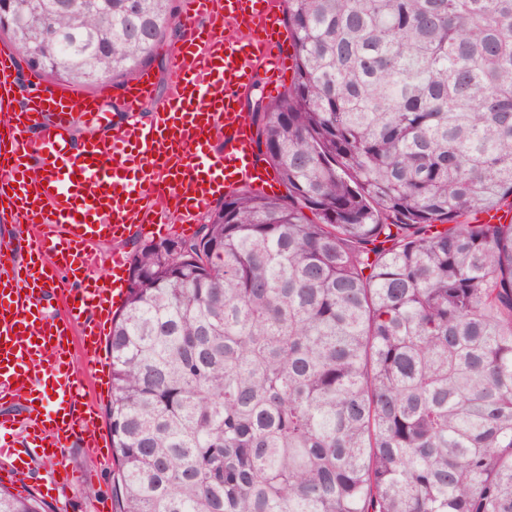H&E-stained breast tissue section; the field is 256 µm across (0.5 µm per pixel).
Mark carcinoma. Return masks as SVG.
<instances>
[{"label":"carcinoma","instance_id":"cac0c4a2","mask_svg":"<svg viewBox=\"0 0 512 512\" xmlns=\"http://www.w3.org/2000/svg\"><path fill=\"white\" fill-rule=\"evenodd\" d=\"M174 2L0 0V35L118 87ZM285 2L290 84L249 112L285 193L130 260L119 512H512V222H475L512 212V0Z\"/></svg>","mask_w":512,"mask_h":512}]
</instances>
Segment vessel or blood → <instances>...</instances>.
Masks as SVG:
<instances>
[{
  "label": "vessel or blood",
  "mask_w": 512,
  "mask_h": 512,
  "mask_svg": "<svg viewBox=\"0 0 512 512\" xmlns=\"http://www.w3.org/2000/svg\"><path fill=\"white\" fill-rule=\"evenodd\" d=\"M278 0H186L188 34L169 68L166 97L143 73L123 88L129 111L147 101L148 120L117 129L102 94L44 86L15 104L18 56L0 48V210L32 225L25 260L0 249V401L15 405L0 430L21 434L23 448H0V471L28 479L30 461L53 459L51 482L68 487L77 476L65 462L71 439L89 456L104 457L98 414L86 399L72 343L97 355L118 302L126 295L128 256L113 252L107 272L92 276L95 246L136 231L188 235L217 196L244 185L272 188L256 161L250 123L238 112L262 67L280 87L289 64ZM247 29V42L226 36ZM99 128L73 136L75 113ZM179 213L167 224L164 215ZM64 297L65 314L51 312Z\"/></svg>",
  "instance_id": "1"
}]
</instances>
